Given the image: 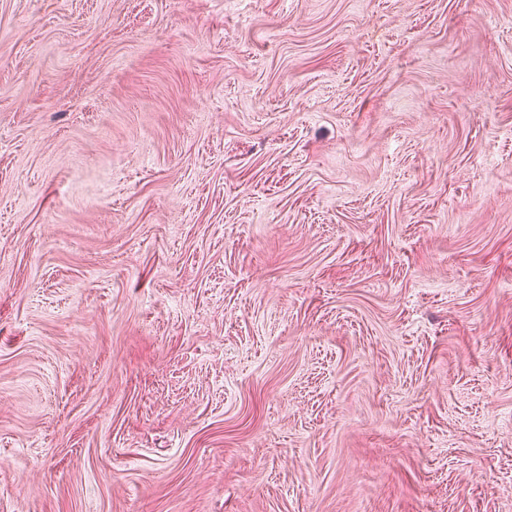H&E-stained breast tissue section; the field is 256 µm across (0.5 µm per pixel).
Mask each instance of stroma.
<instances>
[{"instance_id":"stroma-1","label":"stroma","mask_w":512,"mask_h":512,"mask_svg":"<svg viewBox=\"0 0 512 512\" xmlns=\"http://www.w3.org/2000/svg\"><path fill=\"white\" fill-rule=\"evenodd\" d=\"M0 512H512V0H0Z\"/></svg>"}]
</instances>
